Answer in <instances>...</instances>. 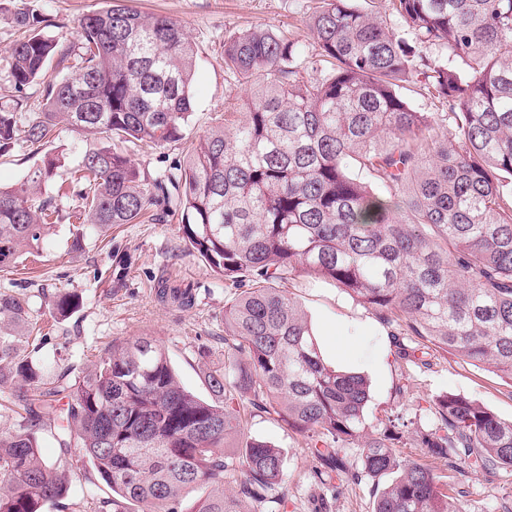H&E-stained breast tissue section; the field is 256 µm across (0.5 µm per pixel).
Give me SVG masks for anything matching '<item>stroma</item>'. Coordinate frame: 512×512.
<instances>
[{"label":"stroma","instance_id":"obj_1","mask_svg":"<svg viewBox=\"0 0 512 512\" xmlns=\"http://www.w3.org/2000/svg\"><path fill=\"white\" fill-rule=\"evenodd\" d=\"M130 6L162 14L180 24L198 46L193 80L195 110L187 140L206 134L235 89L224 72V40L253 27L293 31L310 43L306 20L316 0H128ZM106 0H38L43 13L65 24L64 35L79 37L84 13L104 8ZM134 163L158 176L182 161V146L155 147L143 142L131 147ZM71 221L56 224L45 237L35 261L0 266V292L29 298L42 326V367L50 380L69 381L90 366L112 341L139 336L157 339L168 353L181 384L208 397L204 374L224 364V307L234 289L225 287L182 235L180 216L170 213L153 223L117 224L104 232L87 230L74 244ZM187 286L191 307L163 301L162 285ZM82 293L81 307L65 316L53 301L63 291ZM307 313L327 360L344 347L349 369L370 382L365 418L372 431L383 428L392 411H401L413 427L435 422L431 398L458 392L488 405L503 419H512V385L497 374L451 356H429L427 364L395 359L386 327L370 312L334 286L311 279L291 288ZM205 348L206 358L196 355ZM245 436L279 447L286 461L281 512H372L375 487L370 479L317 475L303 436L292 433L276 416L250 417ZM435 471L451 487L465 512H503L512 507V471L461 475L447 462L435 461Z\"/></svg>","mask_w":512,"mask_h":512}]
</instances>
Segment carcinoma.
<instances>
[{"mask_svg":"<svg viewBox=\"0 0 512 512\" xmlns=\"http://www.w3.org/2000/svg\"><path fill=\"white\" fill-rule=\"evenodd\" d=\"M65 23L22 0L5 50L16 90L42 84L40 111L0 105V157L20 143L43 154L16 187H0V264L34 253L63 219L42 187L66 166L43 153L60 130L98 144L71 168L76 218L93 228L181 214L188 250L240 293L224 308V367L211 398L180 383L151 336L112 342L71 382L44 380L29 300L0 293V384L15 383L26 423L0 435V512H48L75 472L72 448L112 492L70 512H251L285 479L282 451L241 432L239 408L277 415L308 440L318 474L377 482L373 512H463L426 463L395 452L403 416L368 430L367 378L322 356L313 327L281 284L322 279L388 329L394 356L434 350L512 382V0H317L312 42L267 27L224 39L238 111L193 142L165 181L122 144L178 145L194 112L195 43L125 0ZM442 53L433 55L428 48ZM62 73L47 77L50 64ZM426 90L432 116L403 93ZM78 295L64 292L65 315ZM415 336L416 346L405 344ZM67 407H60L61 401ZM436 422L415 431L426 458L458 473L512 470V419L461 393H441ZM58 423L60 452L41 454L37 427ZM358 442V463L338 446ZM238 475V493L224 483Z\"/></svg>","mask_w":512,"mask_h":512,"instance_id":"obj_1","label":"carcinoma"}]
</instances>
